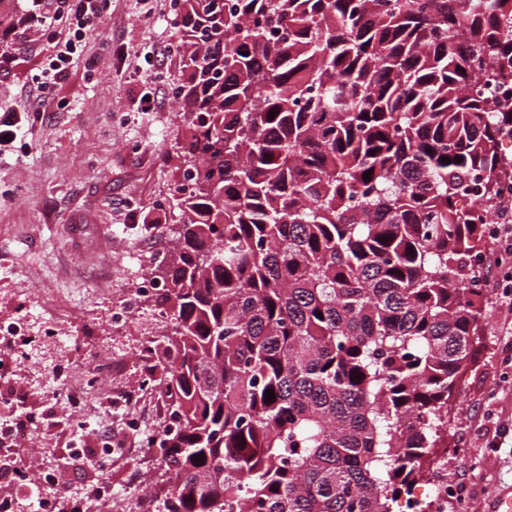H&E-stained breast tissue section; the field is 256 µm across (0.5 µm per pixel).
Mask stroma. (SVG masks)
<instances>
[{
	"label": "stroma",
	"mask_w": 512,
	"mask_h": 512,
	"mask_svg": "<svg viewBox=\"0 0 512 512\" xmlns=\"http://www.w3.org/2000/svg\"><path fill=\"white\" fill-rule=\"evenodd\" d=\"M181 0H107L102 23L87 31L66 78L40 91L45 58L25 29H0L13 62L0 71V113H15L17 137L0 148V323L29 319L47 337L40 357L14 366L7 387L36 417L32 444L61 468V488L77 495L96 475L68 454L80 433L86 447L113 435L122 447L109 469L114 489L157 471L163 451L128 434V417L154 430L165 416L157 395H133V351L164 327L150 315L112 325V310L142 287L163 260L180 213L172 203L185 133L176 97ZM151 94L145 109L143 94ZM490 305L475 361L456 380L448 423L450 480H464L468 512H487L512 486V357ZM69 360L79 376L101 361L120 362L109 378L112 418L70 405L69 383L54 365ZM494 410L496 426L481 425Z\"/></svg>",
	"instance_id": "stroma-1"
}]
</instances>
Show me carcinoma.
Instances as JSON below:
<instances>
[{
	"label": "carcinoma",
	"instance_id": "1",
	"mask_svg": "<svg viewBox=\"0 0 512 512\" xmlns=\"http://www.w3.org/2000/svg\"><path fill=\"white\" fill-rule=\"evenodd\" d=\"M180 25L157 512H400L480 343L512 0H183Z\"/></svg>",
	"mask_w": 512,
	"mask_h": 512
}]
</instances>
